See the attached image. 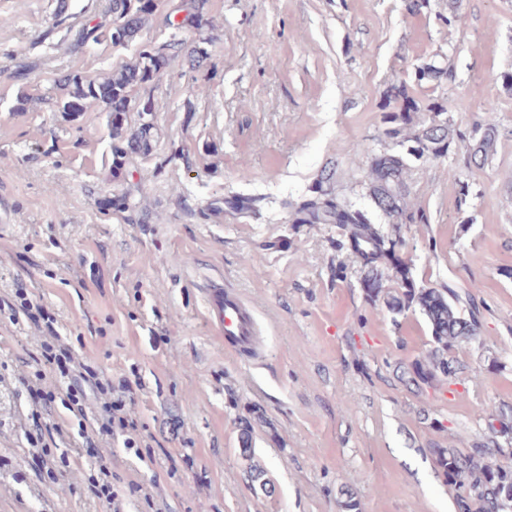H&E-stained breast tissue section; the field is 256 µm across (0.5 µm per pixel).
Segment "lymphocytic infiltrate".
<instances>
[{
    "label": "lymphocytic infiltrate",
    "mask_w": 512,
    "mask_h": 512,
    "mask_svg": "<svg viewBox=\"0 0 512 512\" xmlns=\"http://www.w3.org/2000/svg\"><path fill=\"white\" fill-rule=\"evenodd\" d=\"M12 318H24L37 333L40 363L59 373V387L47 389L41 383L28 386V427L24 438L33 454L31 464L37 475L57 481L71 473L89 476V503L111 506L116 493L112 487V466L107 448L114 435H121L126 447L137 443L138 425L126 399L113 397L108 380L87 360L74 354L56 328L55 317L33 302L23 289L0 297ZM62 403L69 418L48 420L55 403Z\"/></svg>",
    "instance_id": "obj_1"
}]
</instances>
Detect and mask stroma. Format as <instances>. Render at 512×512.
Masks as SVG:
<instances>
[{
	"label": "stroma",
	"instance_id": "stroma-1",
	"mask_svg": "<svg viewBox=\"0 0 512 512\" xmlns=\"http://www.w3.org/2000/svg\"><path fill=\"white\" fill-rule=\"evenodd\" d=\"M0 0V294L23 288L54 312L70 348L120 392L151 460L113 439L121 512H154L130 484L160 477L166 512H457L456 490L429 454L488 435L487 411L512 409V0H448L408 16L403 0H209V57L173 67L152 92L157 136L112 178L109 112L67 119L42 100L69 72L95 78L134 48L78 44L112 21L108 0ZM446 55L447 117L462 133L493 125L480 169L460 156L414 161L425 224H405L401 254L420 287L470 292L480 335L455 351L465 370L414 386L399 374L431 348L424 320L372 306L333 224H292L288 206L324 167L369 206L364 175L383 150L377 102L412 65ZM31 93L14 111L19 92ZM494 111H485V102ZM472 197L458 214L459 182ZM129 194L136 211L102 206ZM228 195L260 197V214L226 219ZM228 284L253 307L265 357L227 351L206 312ZM37 339L0 314V512H82L88 480L37 476L24 439ZM253 434L251 457L239 444ZM259 465L263 484L250 482Z\"/></svg>",
	"mask_w": 512,
	"mask_h": 512
}]
</instances>
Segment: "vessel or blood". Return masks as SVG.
<instances>
[{"mask_svg":"<svg viewBox=\"0 0 512 512\" xmlns=\"http://www.w3.org/2000/svg\"><path fill=\"white\" fill-rule=\"evenodd\" d=\"M207 308L227 348L251 358L258 356L260 329L253 310L236 290L219 285L213 287Z\"/></svg>","mask_w":512,"mask_h":512,"instance_id":"1","label":"vessel or blood"}]
</instances>
